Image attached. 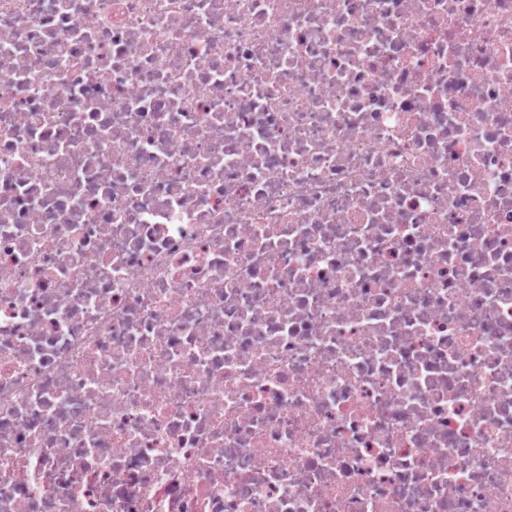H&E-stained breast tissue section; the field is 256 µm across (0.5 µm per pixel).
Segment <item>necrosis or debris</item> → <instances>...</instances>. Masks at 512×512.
<instances>
[{
    "label": "necrosis or debris",
    "instance_id": "necrosis-or-debris-1",
    "mask_svg": "<svg viewBox=\"0 0 512 512\" xmlns=\"http://www.w3.org/2000/svg\"><path fill=\"white\" fill-rule=\"evenodd\" d=\"M0 512H512V0H0Z\"/></svg>",
    "mask_w": 512,
    "mask_h": 512
}]
</instances>
